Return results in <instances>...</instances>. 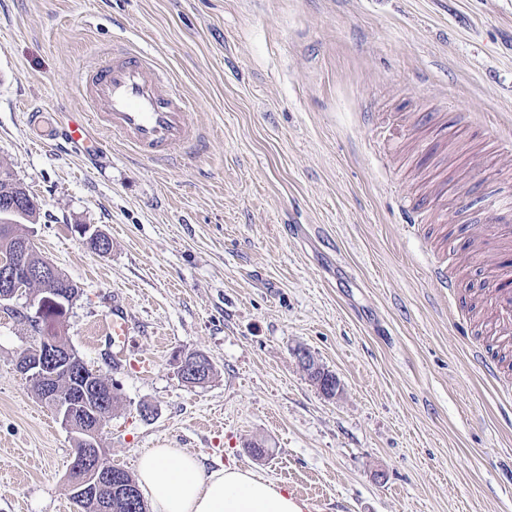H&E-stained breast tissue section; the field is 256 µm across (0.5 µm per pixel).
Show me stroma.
<instances>
[{"instance_id":"35a3bbf8","label":"stroma","mask_w":512,"mask_h":512,"mask_svg":"<svg viewBox=\"0 0 512 512\" xmlns=\"http://www.w3.org/2000/svg\"><path fill=\"white\" fill-rule=\"evenodd\" d=\"M115 48L170 72L192 153L59 147L83 70ZM493 138L512 140V0H0V166L39 203L21 231L80 289L63 330L116 389L99 442L132 474L180 448L334 512H512V345L471 230L488 192L512 195ZM440 254L451 295L428 276ZM26 305L0 308V512H77L75 442L16 367ZM195 352L214 375L190 387ZM131 323L126 313L122 310L114 309L112 320L108 326V335L112 340V345L121 347L131 334ZM299 364L307 372L310 380L326 396H332L339 388V381L327 373V370L320 366L310 351L303 349L297 352ZM211 366L210 360L203 355H197L190 359L184 357L179 361L178 373L181 379L186 377L202 381L210 374Z\"/></svg>"}]
</instances>
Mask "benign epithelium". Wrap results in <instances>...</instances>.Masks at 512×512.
Wrapping results in <instances>:
<instances>
[{
	"label": "benign epithelium",
	"instance_id": "7a95c632",
	"mask_svg": "<svg viewBox=\"0 0 512 512\" xmlns=\"http://www.w3.org/2000/svg\"><path fill=\"white\" fill-rule=\"evenodd\" d=\"M7 235L0 248V304L16 298H29L34 315L27 320L34 327L37 341L26 348L23 358L17 362L19 371L31 385L40 387L53 399L61 424L74 434L78 449L75 467L70 469L69 486L80 498H91L98 512H112V500L98 501L103 488L121 491L127 501L137 499L136 488L124 482L118 471L100 466L104 449L99 444V432L103 422L99 415L108 401L100 394V374L83 367L78 353L59 344L61 327L73 305L75 295L67 288L64 276L46 258L31 263V255L38 253V246L30 234L17 236L10 226H0ZM79 233L86 246L103 254L108 242L103 234L82 227ZM299 364L310 380L326 396L339 389V383L320 366L310 351L297 352ZM211 362L203 356L182 358L178 364L180 378L202 380L210 374Z\"/></svg>",
	"mask_w": 512,
	"mask_h": 512
}]
</instances>
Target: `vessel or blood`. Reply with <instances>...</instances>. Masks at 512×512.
<instances>
[{
	"label": "vessel or blood",
	"mask_w": 512,
	"mask_h": 512,
	"mask_svg": "<svg viewBox=\"0 0 512 512\" xmlns=\"http://www.w3.org/2000/svg\"><path fill=\"white\" fill-rule=\"evenodd\" d=\"M83 96L96 106L95 117L83 112L67 113L65 141L86 154H95L99 142L95 130L118 136L139 156L158 158L197 140L189 114V102L170 74L146 55L118 51L104 64L92 66L83 74ZM494 228L486 240L500 247L512 246V203L496 195L486 198ZM500 285L492 298L501 330L512 333V270L493 269ZM113 346H123L131 334L126 313L114 310L108 326Z\"/></svg>",
	"instance_id": "vessel-or-blood-1"
}]
</instances>
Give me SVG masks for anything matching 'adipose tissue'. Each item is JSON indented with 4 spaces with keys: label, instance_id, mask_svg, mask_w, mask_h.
<instances>
[{
    "label": "adipose tissue",
    "instance_id": "obj_1",
    "mask_svg": "<svg viewBox=\"0 0 512 512\" xmlns=\"http://www.w3.org/2000/svg\"><path fill=\"white\" fill-rule=\"evenodd\" d=\"M138 485L154 512H304L305 505L256 471H205L178 448H153L138 464Z\"/></svg>",
    "mask_w": 512,
    "mask_h": 512
}]
</instances>
